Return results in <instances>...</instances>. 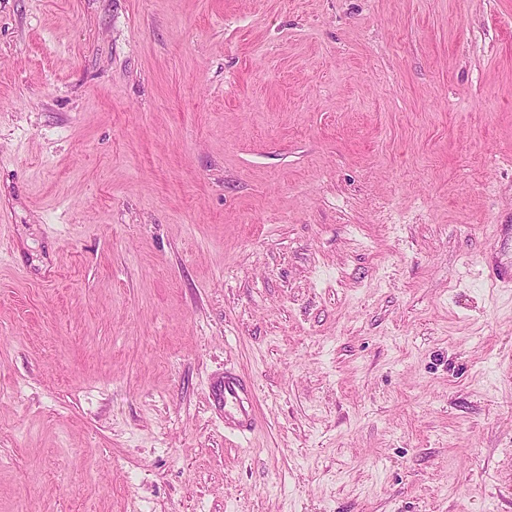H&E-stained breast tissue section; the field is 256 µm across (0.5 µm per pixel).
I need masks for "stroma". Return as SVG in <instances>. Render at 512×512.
<instances>
[{
	"label": "stroma",
	"mask_w": 512,
	"mask_h": 512,
	"mask_svg": "<svg viewBox=\"0 0 512 512\" xmlns=\"http://www.w3.org/2000/svg\"><path fill=\"white\" fill-rule=\"evenodd\" d=\"M497 224L512 0H0V512H512ZM215 397L224 411L225 433L244 436L251 433L258 419L256 388L252 381L234 369H224V381Z\"/></svg>",
	"instance_id": "1"
}]
</instances>
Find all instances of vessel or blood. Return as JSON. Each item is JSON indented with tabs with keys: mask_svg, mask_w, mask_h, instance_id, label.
<instances>
[{
	"mask_svg": "<svg viewBox=\"0 0 512 512\" xmlns=\"http://www.w3.org/2000/svg\"><path fill=\"white\" fill-rule=\"evenodd\" d=\"M488 278L493 287L512 288V258L496 255L490 264ZM215 397L224 411L226 433L244 436L254 430L258 403L252 381L236 370H225Z\"/></svg>",
	"mask_w": 512,
	"mask_h": 512,
	"instance_id": "1",
	"label": "vessel or blood"
}]
</instances>
